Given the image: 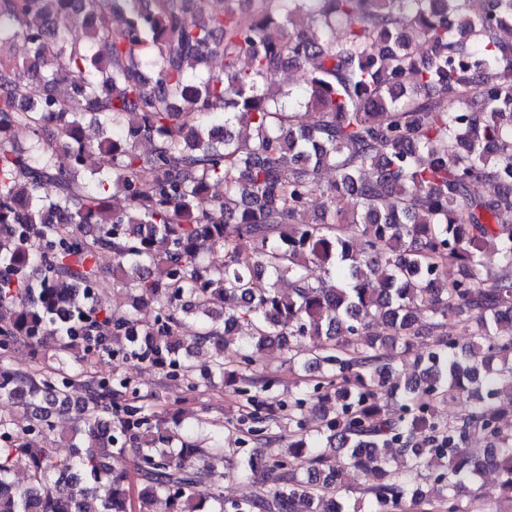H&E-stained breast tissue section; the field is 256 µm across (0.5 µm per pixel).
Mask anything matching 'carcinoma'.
Here are the masks:
<instances>
[{
    "label": "carcinoma",
    "instance_id": "carcinoma-1",
    "mask_svg": "<svg viewBox=\"0 0 512 512\" xmlns=\"http://www.w3.org/2000/svg\"><path fill=\"white\" fill-rule=\"evenodd\" d=\"M221 2L0 0V512H359L340 496L355 472L370 512H512V0ZM115 281L122 311L99 301ZM424 337L404 380L394 351ZM20 346L51 356L20 368ZM268 351L323 371L316 433L302 399L273 432ZM104 357L237 385L268 448L240 462L259 491L224 499L223 444L167 427L123 371L94 375Z\"/></svg>",
    "mask_w": 512,
    "mask_h": 512
}]
</instances>
